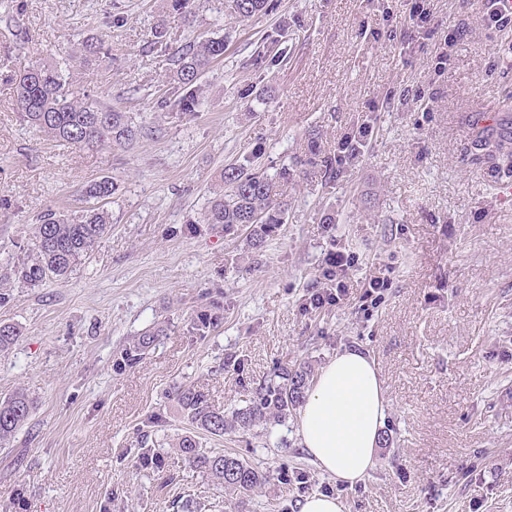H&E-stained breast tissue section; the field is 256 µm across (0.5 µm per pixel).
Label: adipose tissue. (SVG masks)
<instances>
[{
    "label": "adipose tissue",
    "mask_w": 512,
    "mask_h": 512,
    "mask_svg": "<svg viewBox=\"0 0 512 512\" xmlns=\"http://www.w3.org/2000/svg\"><path fill=\"white\" fill-rule=\"evenodd\" d=\"M385 402L374 362L354 349L338 353L322 368L300 411L299 443L323 472L355 484L375 464Z\"/></svg>",
    "instance_id": "ef3b65f1"
}]
</instances>
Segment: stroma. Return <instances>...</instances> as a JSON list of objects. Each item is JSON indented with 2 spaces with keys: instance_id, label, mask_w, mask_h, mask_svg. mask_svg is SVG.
Listing matches in <instances>:
<instances>
[{
  "instance_id": "1",
  "label": "stroma",
  "mask_w": 512,
  "mask_h": 512,
  "mask_svg": "<svg viewBox=\"0 0 512 512\" xmlns=\"http://www.w3.org/2000/svg\"><path fill=\"white\" fill-rule=\"evenodd\" d=\"M428 8L427 36L406 22L408 0H277L245 21L232 0H198L192 17L168 0L0 6V270L28 255L42 214L84 207L86 182L119 185L110 230L65 280L4 284L0 321L22 336L0 354V398L22 388L35 404L0 447V512H173L185 492L203 512H298L312 494L339 498L342 512H512V197L500 192L512 170L493 169L471 130L482 113L512 115V25L488 26L481 0ZM454 27L462 35L437 66ZM91 36L112 54L86 67ZM209 37L227 49L186 116L172 57ZM48 61L133 113L137 142L78 148L30 127L10 77ZM362 124L363 152L327 181L322 158ZM256 152L291 171L277 188L285 222L259 249L203 221L220 170ZM339 252L354 258L345 296L306 309ZM382 269L392 286L365 310V279ZM151 328L144 358L124 364ZM347 348L373 360L387 402L390 440L362 482L322 473L294 414L207 440L266 473L250 493L172 449L186 431L173 386L231 410L274 366L317 372ZM154 414L163 450L145 467L137 431Z\"/></svg>"
}]
</instances>
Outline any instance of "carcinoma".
Segmentation results:
<instances>
[{
    "label": "carcinoma",
    "instance_id": "1",
    "mask_svg": "<svg viewBox=\"0 0 512 512\" xmlns=\"http://www.w3.org/2000/svg\"><path fill=\"white\" fill-rule=\"evenodd\" d=\"M234 12L242 19L271 12L272 0H233ZM109 54L103 41L90 37L80 48V60L86 66ZM224 56V40L207 39L189 44L175 53L172 81L183 90L178 100L181 110L193 114L199 105L197 82L205 68ZM12 83L24 120L49 138L76 147H130L140 134L128 112H120L93 95L72 88L70 76L59 63L45 62L16 74ZM489 156L512 167V140L503 134L495 141L486 140ZM284 167L270 175L254 155L230 163L220 171L219 188L213 191L205 213V223L231 233L239 228L249 231L252 244L260 248L272 227L285 221V209L278 201L277 183L287 179ZM118 191L110 178L90 182L84 190L94 204L74 216L44 213L35 227L32 254L9 268L13 280L36 286L48 278L62 281L89 254L98 238L110 226V216L101 203ZM21 337L14 324L0 322V353L12 349ZM153 342V334L141 336L128 346L123 356L128 364L139 362ZM310 367H280L273 377L250 390L243 408L224 412L213 408L207 395L191 385H180L171 392V400L182 419L208 437H221L228 430H248L260 423L282 424L306 398ZM33 399L17 389L0 400V445L9 441L28 423ZM157 417H149L140 429V446L151 452L156 447L151 428ZM175 450L192 466L203 470L224 487L254 491L265 475L246 460L233 454L206 452L195 435H185L175 443Z\"/></svg>",
    "mask_w": 512,
    "mask_h": 512
}]
</instances>
